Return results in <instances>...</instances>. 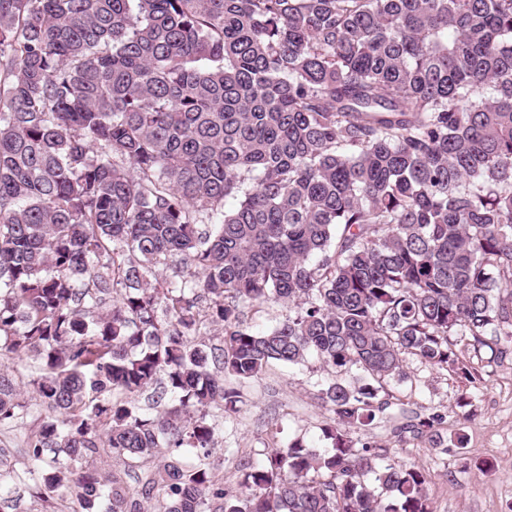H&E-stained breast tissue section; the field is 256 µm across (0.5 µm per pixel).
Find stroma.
Listing matches in <instances>:
<instances>
[{
  "label": "stroma",
  "mask_w": 512,
  "mask_h": 512,
  "mask_svg": "<svg viewBox=\"0 0 512 512\" xmlns=\"http://www.w3.org/2000/svg\"><path fill=\"white\" fill-rule=\"evenodd\" d=\"M460 361L480 368L481 382L465 387L452 372L437 371L405 357L404 379L389 381L392 404L374 423L351 428L352 438L387 446L391 459L416 463L430 474L428 492L437 512H512V358L491 361L488 352L457 351ZM330 376L315 359L294 366L275 364L241 386L237 414L211 409L209 423L222 452L213 465L217 483L236 487L246 462L265 460L273 447L303 438L323 450L327 416L318 402ZM438 408L447 414L446 444L432 448L401 428L413 417ZM31 485L0 492V512H76L74 497L34 496Z\"/></svg>",
  "instance_id": "35a3bbf8"
}]
</instances>
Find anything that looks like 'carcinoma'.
<instances>
[{"label": "carcinoma", "mask_w": 512, "mask_h": 512, "mask_svg": "<svg viewBox=\"0 0 512 512\" xmlns=\"http://www.w3.org/2000/svg\"><path fill=\"white\" fill-rule=\"evenodd\" d=\"M268 302L292 314L245 325ZM460 342L512 355V0H0V352L43 366L15 475L36 494L434 512L424 469L346 427L405 355L475 383ZM310 357L360 371L319 390L331 447L296 438L216 486L225 378ZM148 391L176 404L146 418ZM28 409L1 369L0 422ZM100 448L194 459L134 497L87 467Z\"/></svg>", "instance_id": "1"}]
</instances>
